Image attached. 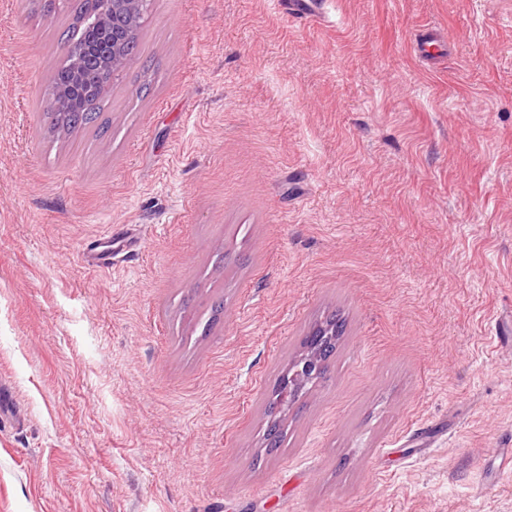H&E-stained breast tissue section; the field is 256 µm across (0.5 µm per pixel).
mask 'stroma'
<instances>
[{
    "label": "stroma",
    "instance_id": "stroma-1",
    "mask_svg": "<svg viewBox=\"0 0 512 512\" xmlns=\"http://www.w3.org/2000/svg\"><path fill=\"white\" fill-rule=\"evenodd\" d=\"M39 2L0 0V512H512V0H151L60 138ZM323 0H273L279 10L288 12V15L305 18L313 23L325 20L322 7ZM446 41L438 33L426 31L417 35L415 39V50L419 58L427 62H435L443 57ZM324 359L322 358L321 360L317 361V356L315 353H310L309 355H307L305 361H304V366L303 368L300 370H296L291 376H290V380L288 382V379L286 380V383L285 385L283 386L281 392H280V395H279V401L281 402L282 405H288V402H290V400L292 399V397H294V391H293V387H292V379L293 377L295 376V373L298 371V372H302L305 376V379H308L309 377H314L316 376V374L318 373V371L321 369V367L323 366L324 364Z\"/></svg>",
    "mask_w": 512,
    "mask_h": 512
}]
</instances>
